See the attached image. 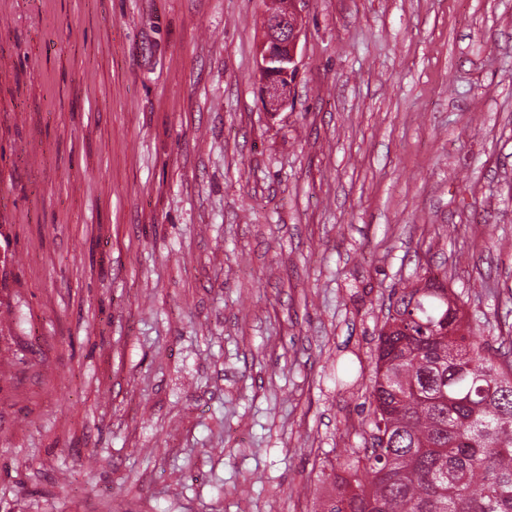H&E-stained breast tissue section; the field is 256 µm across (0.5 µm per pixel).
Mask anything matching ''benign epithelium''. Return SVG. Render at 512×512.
Instances as JSON below:
<instances>
[{"label": "benign epithelium", "instance_id": "7a95c632", "mask_svg": "<svg viewBox=\"0 0 512 512\" xmlns=\"http://www.w3.org/2000/svg\"><path fill=\"white\" fill-rule=\"evenodd\" d=\"M290 0L283 11L267 14L259 47L261 103L269 119H275L291 102L299 71L298 48L302 18Z\"/></svg>", "mask_w": 512, "mask_h": 512}]
</instances>
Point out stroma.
<instances>
[{"label": "stroma", "instance_id": "35a3bbf8", "mask_svg": "<svg viewBox=\"0 0 512 512\" xmlns=\"http://www.w3.org/2000/svg\"><path fill=\"white\" fill-rule=\"evenodd\" d=\"M0 0V512H314L391 288L512 351V0ZM288 2L283 11L270 12L263 23L259 47L261 103L269 119H275L291 102L299 71L298 48L302 18L296 4Z\"/></svg>", "mask_w": 512, "mask_h": 512}]
</instances>
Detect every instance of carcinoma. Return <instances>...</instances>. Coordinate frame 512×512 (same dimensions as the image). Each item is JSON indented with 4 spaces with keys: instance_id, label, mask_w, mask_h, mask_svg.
I'll return each mask as SVG.
<instances>
[{
    "instance_id": "carcinoma-1",
    "label": "carcinoma",
    "mask_w": 512,
    "mask_h": 512,
    "mask_svg": "<svg viewBox=\"0 0 512 512\" xmlns=\"http://www.w3.org/2000/svg\"><path fill=\"white\" fill-rule=\"evenodd\" d=\"M363 455L317 512H512V363L444 283L391 290Z\"/></svg>"
}]
</instances>
